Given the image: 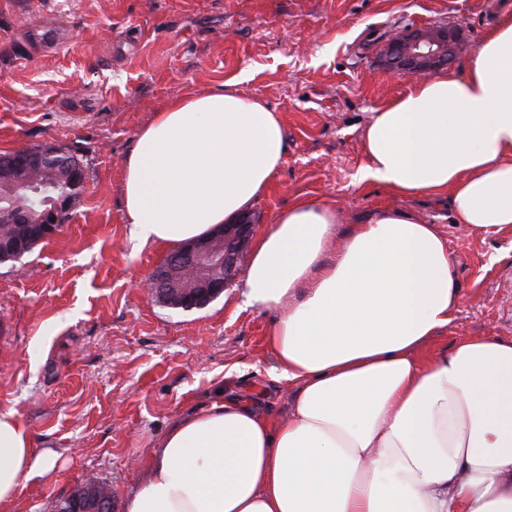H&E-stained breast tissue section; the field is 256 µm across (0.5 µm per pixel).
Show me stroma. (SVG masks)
<instances>
[{
    "label": "stroma",
    "mask_w": 512,
    "mask_h": 512,
    "mask_svg": "<svg viewBox=\"0 0 512 512\" xmlns=\"http://www.w3.org/2000/svg\"><path fill=\"white\" fill-rule=\"evenodd\" d=\"M512 0H0V152L76 153L85 187L59 233L0 264V411L56 459L19 492L21 512H54L88 479L114 512L139 460L179 414L240 396L279 420L267 311L240 280L183 311L147 285L166 248L133 239L121 174L138 131L172 98L233 84L277 112L284 162L251 214L255 233L302 198L335 205L340 230L400 209L438 225L455 259L456 319L425 348L466 337L512 340V233L476 234L448 199L358 185L362 132L409 77L383 57L395 33L445 25L462 69ZM63 22V37L48 31Z\"/></svg>",
    "instance_id": "35a3bbf8"
}]
</instances>
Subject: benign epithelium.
<instances>
[{"label":"benign epithelium","instance_id":"benign-epithelium-1","mask_svg":"<svg viewBox=\"0 0 512 512\" xmlns=\"http://www.w3.org/2000/svg\"><path fill=\"white\" fill-rule=\"evenodd\" d=\"M455 49V38L446 27L401 33L386 46L387 63L403 75L424 77L448 65ZM15 163L28 169L56 162L72 165V160L59 157L57 151L27 150L14 155ZM52 207L38 212L32 206H21L9 212L0 211L1 223L58 224L65 222L70 201L61 197L50 200ZM254 221L244 215L232 224H221L212 236L188 243L167 257L149 283L152 294L176 308H201L224 293L244 260L253 235ZM87 484L95 490L89 505L78 499H65L64 512H113L109 490L95 479Z\"/></svg>","mask_w":512,"mask_h":512}]
</instances>
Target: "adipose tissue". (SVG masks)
Listing matches in <instances>:
<instances>
[{
	"label": "adipose tissue",
	"mask_w": 512,
	"mask_h": 512,
	"mask_svg": "<svg viewBox=\"0 0 512 512\" xmlns=\"http://www.w3.org/2000/svg\"><path fill=\"white\" fill-rule=\"evenodd\" d=\"M358 183L449 196L471 232H512V12L464 72L412 82L373 112ZM282 122L221 87L172 99L138 131L122 172L125 220L169 247L246 214L279 171ZM315 198L256 241L242 286L272 315L271 421L227 397L178 417L125 512H512V341L473 336L427 358L454 319V258L437 225L374 211L339 231ZM54 463L0 412V512Z\"/></svg>",
	"instance_id": "1"
}]
</instances>
